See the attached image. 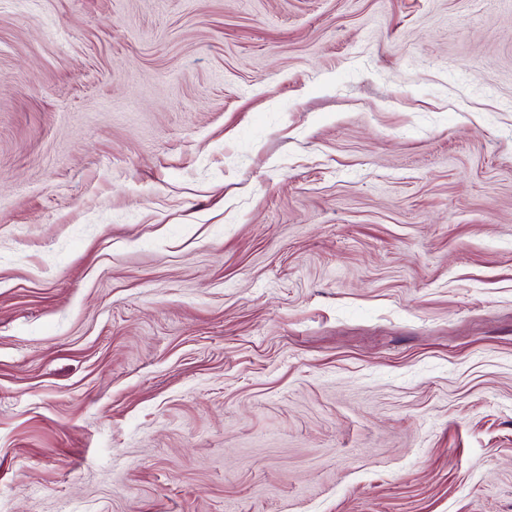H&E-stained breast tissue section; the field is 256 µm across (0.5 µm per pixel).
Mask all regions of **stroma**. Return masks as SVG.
Returning a JSON list of instances; mask_svg holds the SVG:
<instances>
[{
    "instance_id": "1",
    "label": "stroma",
    "mask_w": 512,
    "mask_h": 512,
    "mask_svg": "<svg viewBox=\"0 0 512 512\" xmlns=\"http://www.w3.org/2000/svg\"><path fill=\"white\" fill-rule=\"evenodd\" d=\"M0 512H512V0H0Z\"/></svg>"
}]
</instances>
